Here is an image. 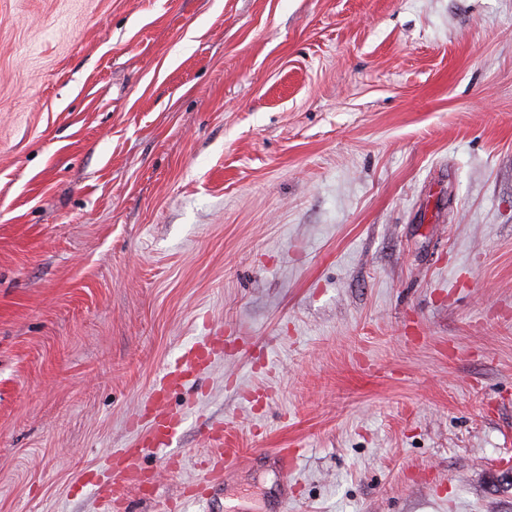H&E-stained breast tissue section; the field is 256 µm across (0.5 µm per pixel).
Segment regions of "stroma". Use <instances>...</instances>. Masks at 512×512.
<instances>
[{
  "instance_id": "35a3bbf8",
  "label": "stroma",
  "mask_w": 512,
  "mask_h": 512,
  "mask_svg": "<svg viewBox=\"0 0 512 512\" xmlns=\"http://www.w3.org/2000/svg\"><path fill=\"white\" fill-rule=\"evenodd\" d=\"M227 422L186 512H512V0H0V512H162ZM215 341L210 336L197 343L189 349L182 359L170 365L163 376L159 379L153 392L147 397L144 404V411L138 414L136 422L144 417H149L150 429L155 444L168 446L172 439L178 434L182 424V417L172 414L164 408L165 392L175 386L183 385L197 367L208 360L210 351L215 346ZM207 353V357L201 361L200 354ZM206 439L215 448H212L202 479H195L190 483L186 501L207 499V491L211 486L222 482L233 467L242 463L246 457L244 449L239 448L235 427L231 424L226 423L223 429H211ZM134 462L133 448H125L123 452V461L117 464L112 471V485L120 489L127 484L138 482L140 484L139 475L132 468Z\"/></svg>"
}]
</instances>
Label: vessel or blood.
Returning <instances> with one entry per match:
<instances>
[{
    "mask_svg": "<svg viewBox=\"0 0 512 512\" xmlns=\"http://www.w3.org/2000/svg\"><path fill=\"white\" fill-rule=\"evenodd\" d=\"M215 346L212 339H204L189 349L182 359L170 365L157 382L153 392L148 396L144 405V416L150 421V429L155 444L168 446L178 434L182 424L181 416L172 414L164 407L165 392L175 386L185 383L193 371L200 365V355L210 352ZM207 440L212 447L211 456L204 469L202 478L194 480L189 485L188 500L202 501L212 485L222 482L224 477L245 459V452L239 447L233 425L209 431ZM133 449H125L123 460L112 471V484L121 488L138 481L139 475L134 471Z\"/></svg>",
    "mask_w": 512,
    "mask_h": 512,
    "instance_id": "vessel-or-blood-1",
    "label": "vessel or blood"
}]
</instances>
